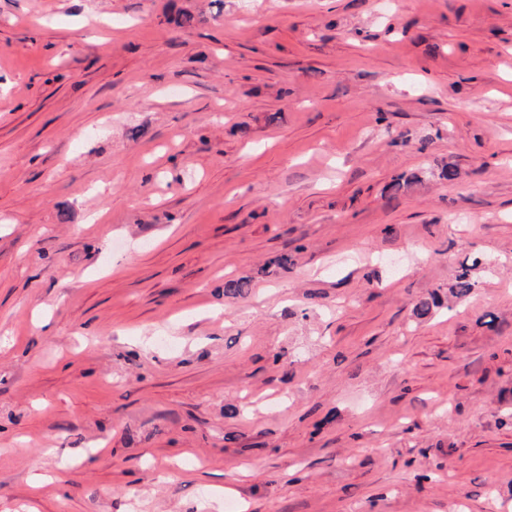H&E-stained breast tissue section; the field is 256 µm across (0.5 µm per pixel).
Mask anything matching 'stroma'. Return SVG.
Instances as JSON below:
<instances>
[{"label":"stroma","instance_id":"1","mask_svg":"<svg viewBox=\"0 0 512 512\" xmlns=\"http://www.w3.org/2000/svg\"><path fill=\"white\" fill-rule=\"evenodd\" d=\"M245 501L512 512V0H0V512ZM475 264L467 265L462 263L454 283L449 288L450 295L455 299H463L470 296L475 288V281L471 275V270Z\"/></svg>","mask_w":512,"mask_h":512}]
</instances>
